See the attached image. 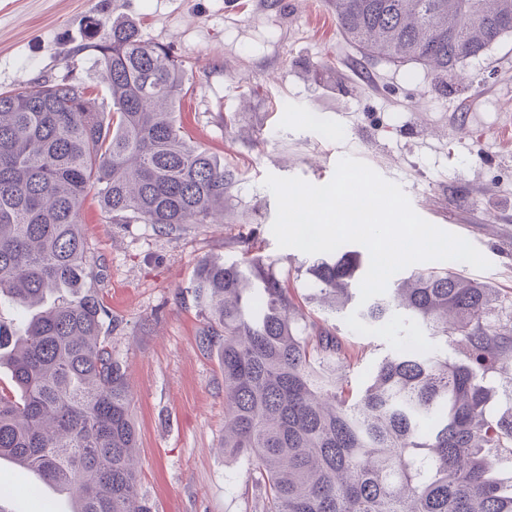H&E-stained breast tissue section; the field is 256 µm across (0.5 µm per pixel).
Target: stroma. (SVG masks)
<instances>
[{
  "instance_id": "1",
  "label": "stroma",
  "mask_w": 512,
  "mask_h": 512,
  "mask_svg": "<svg viewBox=\"0 0 512 512\" xmlns=\"http://www.w3.org/2000/svg\"><path fill=\"white\" fill-rule=\"evenodd\" d=\"M170 47L186 68L175 119L193 145L235 175L220 224L165 235L148 224L106 223L95 192L80 220L107 341L126 372L137 428L138 484L153 512H254L244 463L224 458V374L201 338L209 326L190 286L199 263L239 255L253 234L304 312L317 314L279 248L267 174L328 183L340 159L362 160L401 186L413 210L458 234L490 261L464 275L512 295V33L440 77L419 64L368 61L339 32L329 0H0V91L70 73L75 52L113 19ZM317 114L318 122L307 119ZM329 316L365 344L352 386L391 348ZM30 471L0 460V512H43Z\"/></svg>"
}]
</instances>
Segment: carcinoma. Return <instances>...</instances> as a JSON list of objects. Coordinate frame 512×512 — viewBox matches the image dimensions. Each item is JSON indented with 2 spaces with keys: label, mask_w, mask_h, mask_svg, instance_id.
Segmentation results:
<instances>
[{
  "label": "carcinoma",
  "mask_w": 512,
  "mask_h": 512,
  "mask_svg": "<svg viewBox=\"0 0 512 512\" xmlns=\"http://www.w3.org/2000/svg\"><path fill=\"white\" fill-rule=\"evenodd\" d=\"M342 34L367 59L440 75L485 53L512 0H332ZM86 61L106 97L64 77L0 92V458L72 491V512H152L140 493L132 395L102 335L107 310L80 229L88 190L109 224L169 234L216 224L235 182L173 119L185 84L170 49L112 21ZM203 260L192 282L209 320L203 344L224 373V456L246 462L261 512H512V408L488 412L491 381L512 385V298L441 265L412 273L361 319L402 309L448 350L393 351L358 395L338 372L358 358L327 320L305 317L274 263ZM354 251L305 275L313 298L344 308Z\"/></svg>",
  "instance_id": "obj_1"
}]
</instances>
